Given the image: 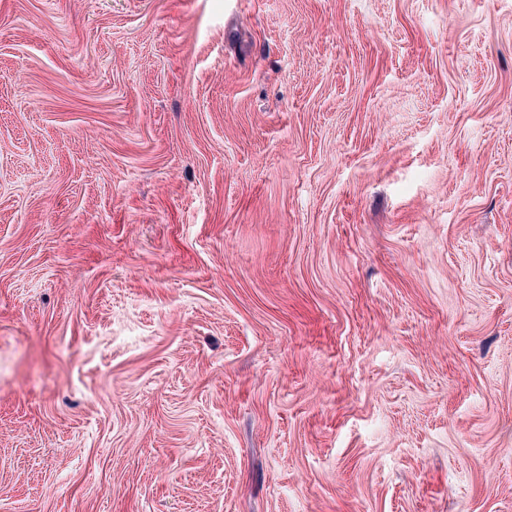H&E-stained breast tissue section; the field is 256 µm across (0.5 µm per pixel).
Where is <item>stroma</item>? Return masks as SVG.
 <instances>
[{
	"label": "stroma",
	"mask_w": 512,
	"mask_h": 512,
	"mask_svg": "<svg viewBox=\"0 0 512 512\" xmlns=\"http://www.w3.org/2000/svg\"><path fill=\"white\" fill-rule=\"evenodd\" d=\"M0 512H512V0H0Z\"/></svg>",
	"instance_id": "1"
}]
</instances>
